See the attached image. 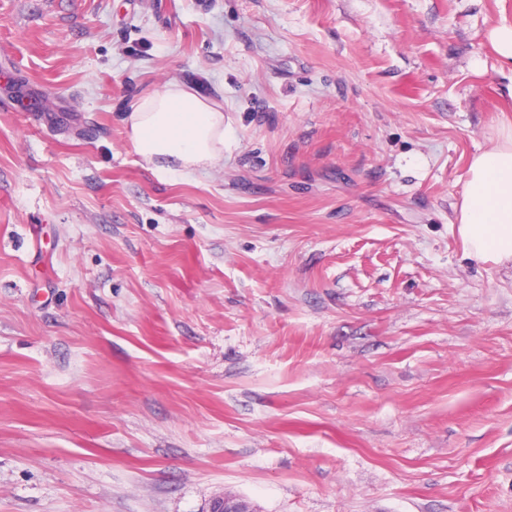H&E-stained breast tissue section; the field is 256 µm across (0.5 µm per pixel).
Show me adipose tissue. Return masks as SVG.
Listing matches in <instances>:
<instances>
[{
	"label": "adipose tissue",
	"instance_id": "obj_1",
	"mask_svg": "<svg viewBox=\"0 0 512 512\" xmlns=\"http://www.w3.org/2000/svg\"><path fill=\"white\" fill-rule=\"evenodd\" d=\"M125 124L137 153L159 171L188 176L224 165V107L192 87L170 82L145 95ZM457 231L473 258L512 262V125L471 158Z\"/></svg>",
	"mask_w": 512,
	"mask_h": 512
}]
</instances>
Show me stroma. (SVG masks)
<instances>
[{"instance_id":"obj_1","label":"stroma","mask_w":512,"mask_h":512,"mask_svg":"<svg viewBox=\"0 0 512 512\" xmlns=\"http://www.w3.org/2000/svg\"><path fill=\"white\" fill-rule=\"evenodd\" d=\"M504 20L0 0V512H512V264L456 228ZM168 82L223 103V170L136 153Z\"/></svg>"}]
</instances>
